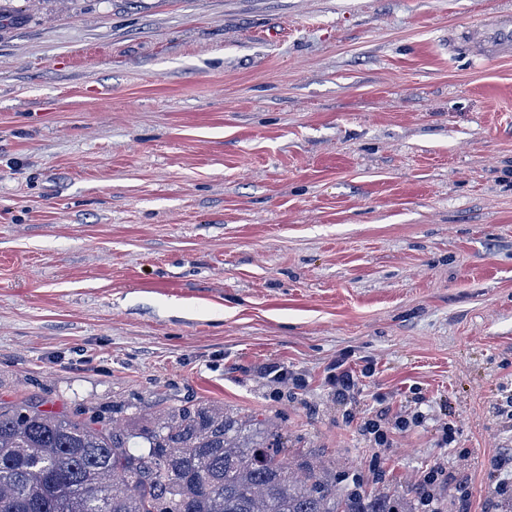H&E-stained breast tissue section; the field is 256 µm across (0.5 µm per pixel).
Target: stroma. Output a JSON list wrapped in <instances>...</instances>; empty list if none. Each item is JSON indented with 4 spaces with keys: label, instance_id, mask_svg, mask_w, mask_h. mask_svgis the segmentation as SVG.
Returning <instances> with one entry per match:
<instances>
[{
    "label": "stroma",
    "instance_id": "obj_1",
    "mask_svg": "<svg viewBox=\"0 0 512 512\" xmlns=\"http://www.w3.org/2000/svg\"><path fill=\"white\" fill-rule=\"evenodd\" d=\"M500 9L11 0L0 404L215 402L340 488L410 495L435 469L441 512H505L512 60L452 40ZM341 358L375 367L347 405ZM380 412L411 421L387 448L362 430Z\"/></svg>",
    "mask_w": 512,
    "mask_h": 512
}]
</instances>
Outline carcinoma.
Segmentation results:
<instances>
[{
    "instance_id": "1",
    "label": "carcinoma",
    "mask_w": 512,
    "mask_h": 512,
    "mask_svg": "<svg viewBox=\"0 0 512 512\" xmlns=\"http://www.w3.org/2000/svg\"><path fill=\"white\" fill-rule=\"evenodd\" d=\"M0 512H411L288 464L278 434L211 404L108 425L0 406Z\"/></svg>"
}]
</instances>
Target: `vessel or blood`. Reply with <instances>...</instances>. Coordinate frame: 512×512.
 <instances>
[{
	"instance_id": "b4317fda",
	"label": "vessel or blood",
	"mask_w": 512,
	"mask_h": 512,
	"mask_svg": "<svg viewBox=\"0 0 512 512\" xmlns=\"http://www.w3.org/2000/svg\"><path fill=\"white\" fill-rule=\"evenodd\" d=\"M455 39L468 52L488 59H511L512 13L484 16L461 29Z\"/></svg>"
}]
</instances>
